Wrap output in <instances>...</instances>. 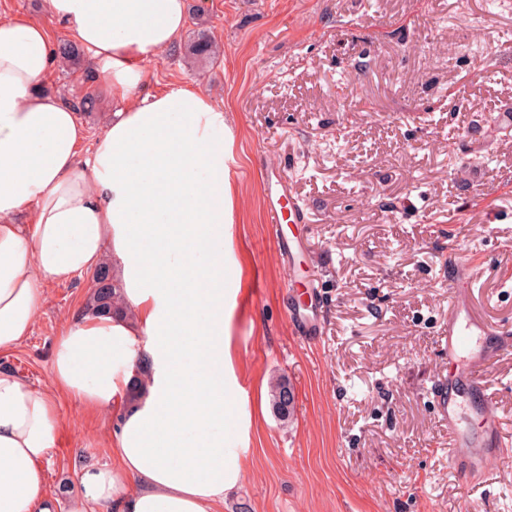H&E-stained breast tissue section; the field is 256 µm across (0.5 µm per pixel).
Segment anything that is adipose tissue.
Returning a JSON list of instances; mask_svg holds the SVG:
<instances>
[{
    "label": "adipose tissue",
    "instance_id": "ef3b65f1",
    "mask_svg": "<svg viewBox=\"0 0 512 512\" xmlns=\"http://www.w3.org/2000/svg\"><path fill=\"white\" fill-rule=\"evenodd\" d=\"M185 21L186 0H44L43 18L0 17V353L30 336L49 285L103 262L124 307L72 314L44 388L0 368V512H52L61 391L120 411L116 463L81 468L69 512H219L237 484L224 446V109L195 87L146 89ZM55 22L116 105L96 138L40 89ZM24 210L30 224L15 223Z\"/></svg>",
    "mask_w": 512,
    "mask_h": 512
}]
</instances>
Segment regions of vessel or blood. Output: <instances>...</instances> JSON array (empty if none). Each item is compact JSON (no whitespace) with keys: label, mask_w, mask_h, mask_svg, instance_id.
<instances>
[{"label":"vessel or blood","mask_w":512,"mask_h":512,"mask_svg":"<svg viewBox=\"0 0 512 512\" xmlns=\"http://www.w3.org/2000/svg\"><path fill=\"white\" fill-rule=\"evenodd\" d=\"M263 209L272 224L281 254L293 256L299 244L284 237L283 224H304L308 217L295 200L292 184L280 169L262 173ZM462 288L454 289L448 306V389L437 397V411L448 424V436L457 452L451 457L454 471L461 477L481 474L489 460L498 456L505 442L498 423L489 413L492 394L477 372L505 351L512 349V328L496 327L476 316L470 308L467 268L457 270Z\"/></svg>","instance_id":"obj_1"}]
</instances>
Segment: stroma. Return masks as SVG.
<instances>
[{
    "label": "stroma",
    "mask_w": 512,
    "mask_h": 512,
    "mask_svg": "<svg viewBox=\"0 0 512 512\" xmlns=\"http://www.w3.org/2000/svg\"><path fill=\"white\" fill-rule=\"evenodd\" d=\"M201 5L154 66L150 90L199 86L233 142L224 227V445L241 459L223 512H512V462L475 479L433 394L448 379V267L470 266L475 312L512 326V136L483 123L512 104V0H186ZM222 47L189 57L197 27ZM85 67H54L47 92L93 94L98 134L112 111ZM284 169L310 214L284 230L315 279L322 333L301 337L288 266L265 222L260 172ZM91 274L50 285L29 339L0 367L43 387L56 340L92 292ZM512 442V353L480 372ZM288 378L281 422L269 390ZM51 498L82 467L108 464L117 411L59 394Z\"/></svg>",
    "instance_id": "obj_1"
}]
</instances>
